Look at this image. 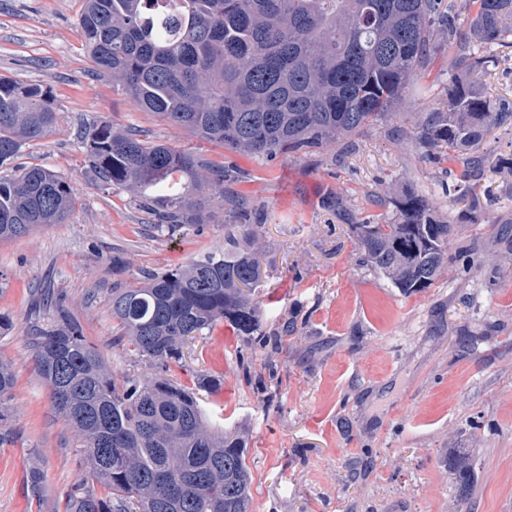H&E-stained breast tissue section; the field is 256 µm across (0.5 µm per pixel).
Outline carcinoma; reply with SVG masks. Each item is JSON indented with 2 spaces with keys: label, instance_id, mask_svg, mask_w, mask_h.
Wrapping results in <instances>:
<instances>
[{
  "label": "carcinoma",
  "instance_id": "cac0c4a2",
  "mask_svg": "<svg viewBox=\"0 0 512 512\" xmlns=\"http://www.w3.org/2000/svg\"><path fill=\"white\" fill-rule=\"evenodd\" d=\"M512 0H84L80 26L93 71L122 85L147 112L197 139L274 160L312 155L329 143L383 122L405 100L411 79L432 71L438 46L455 48L448 111L428 112L413 139L428 161L446 162L457 204L476 209L472 173L494 127L512 124V101L493 103L468 80L512 47ZM466 19L468 31L461 29ZM56 122L50 89L0 78V241L62 224L76 195L61 172L13 167L20 148ZM86 164L107 185L141 194L167 184L158 230L203 224L191 198L199 174L240 211L231 185L239 172L102 123L86 133ZM390 219H358L343 197L322 206L356 234L360 260L406 295L433 284L448 264L455 217L444 219L414 192L388 199ZM230 231L224 252H209L143 285L112 289L114 343L161 369L154 376L109 373L82 326L61 310L27 336L34 369L54 413L82 442L79 463L91 478L67 494L65 512H250L244 439L208 424L202 393L167 376L185 343L218 322L239 335L263 331L257 287L258 237L251 224ZM16 377L0 360V426L8 424ZM462 496L471 494L473 461L451 460Z\"/></svg>",
  "mask_w": 512,
  "mask_h": 512
}]
</instances>
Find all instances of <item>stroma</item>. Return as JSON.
Returning <instances> with one entry per match:
<instances>
[{"label": "stroma", "instance_id": "obj_1", "mask_svg": "<svg viewBox=\"0 0 512 512\" xmlns=\"http://www.w3.org/2000/svg\"><path fill=\"white\" fill-rule=\"evenodd\" d=\"M81 10L82 0H0V76L49 86L57 114L16 162L64 172L77 195L66 223L0 241V359L16 375L0 441V512H62L87 477L30 359L31 321L65 310L115 377L151 374L112 346L113 287L224 247L229 217L210 187L193 194L206 224L170 234L156 230L136 193L96 179L83 137L104 122L242 172L236 189L261 246L254 298L278 342L245 341L222 321L186 343L169 376L188 386L198 373L221 380L204 409L247 443L252 512H512V125L487 135L481 207L458 222L447 268L419 293L363 266L356 238L321 205L335 193L358 218L387 216L384 199L412 190L439 214L451 211L446 164L424 159L408 137L424 113L448 105L450 51L440 48L432 74L412 80L391 121L313 157L267 161L191 137L93 74ZM495 54L474 79L487 99L512 101V48ZM489 255L498 269L485 264ZM460 448L475 466L465 501L448 468ZM34 465L44 474L38 499L26 484Z\"/></svg>", "mask_w": 512, "mask_h": 512}]
</instances>
